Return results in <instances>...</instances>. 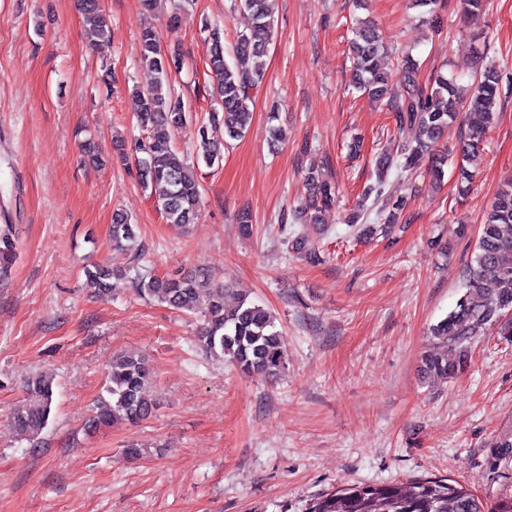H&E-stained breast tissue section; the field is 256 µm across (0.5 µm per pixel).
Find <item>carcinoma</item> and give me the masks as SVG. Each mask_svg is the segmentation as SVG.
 Returning a JSON list of instances; mask_svg holds the SVG:
<instances>
[{
  "label": "carcinoma",
  "mask_w": 512,
  "mask_h": 512,
  "mask_svg": "<svg viewBox=\"0 0 512 512\" xmlns=\"http://www.w3.org/2000/svg\"><path fill=\"white\" fill-rule=\"evenodd\" d=\"M240 8L251 19L250 26L237 39L231 59L224 53V29L203 23L207 32L209 72L214 80L216 107L199 129V158L211 167L223 158L229 140L242 138L253 117L254 93L264 74L258 60L265 55L275 35L274 0H239ZM413 6L426 9L427 23L437 33L442 30L439 10L444 0H413ZM78 9L88 25L93 44L104 50L110 43L111 19L101 0H78ZM348 58L352 86L383 102L394 112L396 126L415 132L412 140L402 141L393 151L376 156L373 182L364 186L356 208L344 223L358 228L363 237L376 234L377 226L366 223L370 208H377L380 221L389 228L406 222L407 200L386 192L391 173L402 175L429 161V174L435 183L444 179L448 149L438 144L452 123L464 131L463 163L454 172L458 193L470 189L471 170L480 146L491 128L494 107L501 95V73L486 68L471 84L470 100L459 94L454 79L442 72L420 78V63L411 54L396 58L397 82L382 67L388 50L379 28L369 19H359L351 29ZM139 62L156 74L151 88L139 93L138 124L147 136L136 147L139 178L143 187L158 190L167 223L185 228L198 222L201 192L185 158L171 143L172 134L189 119L184 104L174 97L170 78L180 68L179 54L165 50L155 31L141 33ZM308 199L290 210L283 222L323 223L324 213L336 204V190L314 168L307 169ZM110 241L116 248L133 251L139 259L137 226L127 216L112 218ZM512 253V182L494 192V200L481 225L477 253L464 274V294L455 308L433 325L430 334L438 348L424 352L420 371L425 378L453 379L468 367L474 337L491 324H500V334L512 338V263L504 256ZM17 256L15 225L0 224V279L8 278ZM94 290L105 293L113 281L129 279L140 297L155 298L186 315L198 316L202 324L195 336L197 347L207 354L228 359L248 377L276 378L285 369L287 358L276 317L263 304L246 295L226 304L229 289L212 271L195 267L178 278L147 277L135 268L114 269L94 263L85 268ZM106 395L99 398L87 430L95 432L125 421L138 424L153 416L156 403L147 387L152 371L145 358L120 354L106 369ZM54 378L37 373L27 380L25 395L14 407L11 424L29 440H36L46 428L53 403ZM309 512H512V495H503L488 505L463 485L448 478H420L394 485L358 483L322 494L310 504Z\"/></svg>",
  "instance_id": "1"
}]
</instances>
